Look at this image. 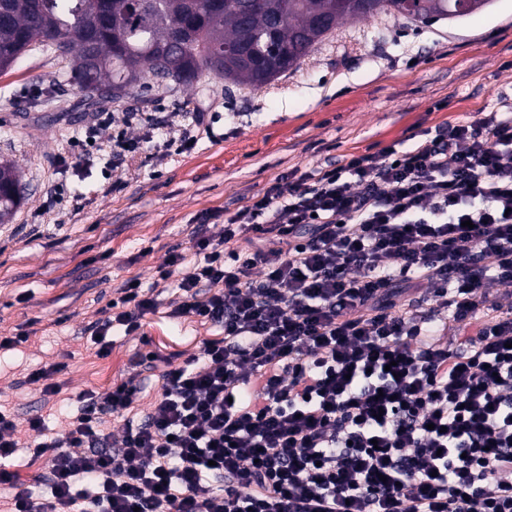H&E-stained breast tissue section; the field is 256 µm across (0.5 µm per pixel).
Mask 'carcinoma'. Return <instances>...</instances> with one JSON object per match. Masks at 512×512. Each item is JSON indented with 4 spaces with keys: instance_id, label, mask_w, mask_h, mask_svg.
I'll return each mask as SVG.
<instances>
[{
    "instance_id": "1",
    "label": "carcinoma",
    "mask_w": 512,
    "mask_h": 512,
    "mask_svg": "<svg viewBox=\"0 0 512 512\" xmlns=\"http://www.w3.org/2000/svg\"><path fill=\"white\" fill-rule=\"evenodd\" d=\"M473 0H0V73L38 45L81 89L127 94L144 78L190 84L212 72L262 86L299 66L342 20L429 23L477 12ZM24 200L0 162V224Z\"/></svg>"
}]
</instances>
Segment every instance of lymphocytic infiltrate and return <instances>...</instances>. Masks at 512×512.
<instances>
[{"mask_svg": "<svg viewBox=\"0 0 512 512\" xmlns=\"http://www.w3.org/2000/svg\"><path fill=\"white\" fill-rule=\"evenodd\" d=\"M216 120L105 108L70 146L110 127V163L161 161ZM146 123L147 143L130 134ZM191 250L150 290L124 282L91 340L108 355L114 327L139 330L170 290L169 318L218 334L180 363L136 356L162 383L120 443L107 419L135 408L134 375L81 393L51 439L35 415L21 444L0 411L5 512H512V294L488 292L512 284L511 95L407 150L280 175L202 214ZM23 445L47 460L36 496L6 467Z\"/></svg>", "mask_w": 512, "mask_h": 512, "instance_id": "f902f5d3", "label": "lymphocytic infiltrate"}]
</instances>
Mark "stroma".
Returning <instances> with one entry per match:
<instances>
[{
    "label": "stroma",
    "instance_id": "stroma-1",
    "mask_svg": "<svg viewBox=\"0 0 512 512\" xmlns=\"http://www.w3.org/2000/svg\"><path fill=\"white\" fill-rule=\"evenodd\" d=\"M66 64L42 49L0 74V161L20 169L26 200L0 224V333L29 332L0 352V410L12 414L21 441L27 418L43 416L55 433L87 389L128 375L134 353H199L210 326L166 313L177 295H160L156 314L108 356L90 340L113 290L126 280L150 286L170 251H188L201 214L235 210L241 195L262 191L280 174L308 169L344 153L392 143L407 148L417 130L469 120L494 109L512 88V0H492L459 20L420 23L381 16L347 21L287 76L255 89L225 86L203 74L186 86L149 82L132 96L101 97L68 82ZM141 112L221 113L214 136L162 161L111 167L101 145L76 165L60 167L64 194L41 225L31 214L46 204L48 163L66 152V135L104 107ZM85 192L73 213L72 197ZM65 363L61 392L44 401L26 384L29 370Z\"/></svg>",
    "mask_w": 512,
    "mask_h": 512
}]
</instances>
